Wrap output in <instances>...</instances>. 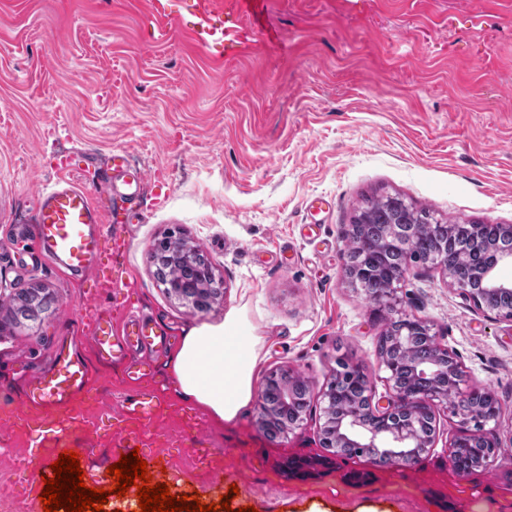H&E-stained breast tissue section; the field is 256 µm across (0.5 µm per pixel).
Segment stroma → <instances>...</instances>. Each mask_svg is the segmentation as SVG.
Segmentation results:
<instances>
[{
	"mask_svg": "<svg viewBox=\"0 0 512 512\" xmlns=\"http://www.w3.org/2000/svg\"><path fill=\"white\" fill-rule=\"evenodd\" d=\"M263 3L249 48L219 60L183 31L157 35L148 0H0V493L13 512H44L45 482L26 492V438L9 426L22 381L98 313L168 332L167 348L141 355L172 403L173 348L231 314L259 339L254 390L287 366L314 392L300 425L273 438L254 401L221 426L189 404L162 416L147 470L171 495H225L233 512H512V322L418 263L398 286V310L455 355L462 392L496 396L489 468L449 470L460 422L440 402L434 445L412 465L315 462L337 358L360 365L377 395L389 390L384 323L345 273L358 206L397 193L447 221L512 224V0ZM117 151L148 179L141 217L125 227L130 245L109 259L126 283L118 293L35 261L32 236L14 233L38 191L62 177L100 185ZM171 234L194 242L225 291L208 310L171 297L156 274L151 254ZM24 288L48 302L16 321ZM94 374L91 421L130 391L119 368ZM46 452L77 453L86 486L109 493L103 512H137L135 493L111 492L122 442L92 445L72 428Z\"/></svg>",
	"mask_w": 512,
	"mask_h": 512,
	"instance_id": "1",
	"label": "stroma"
}]
</instances>
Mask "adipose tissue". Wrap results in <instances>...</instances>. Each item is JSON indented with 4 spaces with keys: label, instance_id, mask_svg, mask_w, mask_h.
<instances>
[{
    "label": "adipose tissue",
    "instance_id": "adipose-tissue-1",
    "mask_svg": "<svg viewBox=\"0 0 512 512\" xmlns=\"http://www.w3.org/2000/svg\"><path fill=\"white\" fill-rule=\"evenodd\" d=\"M258 340L241 318L188 330L168 370L183 400L194 403L217 424L234 421L253 397Z\"/></svg>",
    "mask_w": 512,
    "mask_h": 512
}]
</instances>
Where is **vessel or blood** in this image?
<instances>
[{
    "label": "vessel or blood",
    "mask_w": 512,
    "mask_h": 512,
    "mask_svg": "<svg viewBox=\"0 0 512 512\" xmlns=\"http://www.w3.org/2000/svg\"><path fill=\"white\" fill-rule=\"evenodd\" d=\"M151 9L156 22L164 26L178 24L183 15H190L187 34L193 42L234 52L247 35L245 21L257 15V0H151ZM107 169L103 192L109 199L124 203L121 221L131 223L146 175L131 166L123 153L112 154ZM32 222L40 258L81 277L99 272L108 244L122 240L121 235L107 230L90 192L64 177L39 192ZM159 337V331L136 318L119 323L111 315L98 314L89 326L88 341L100 362L123 363V382L138 384L149 368L133 358L132 351L138 345L154 344ZM93 382L89 363L70 345H60L49 369L27 381L22 407L72 422L74 400L85 394ZM159 407L156 393L142 390L136 398L122 401L117 420L144 428L152 423Z\"/></svg>",
    "instance_id": "obj_1"
}]
</instances>
